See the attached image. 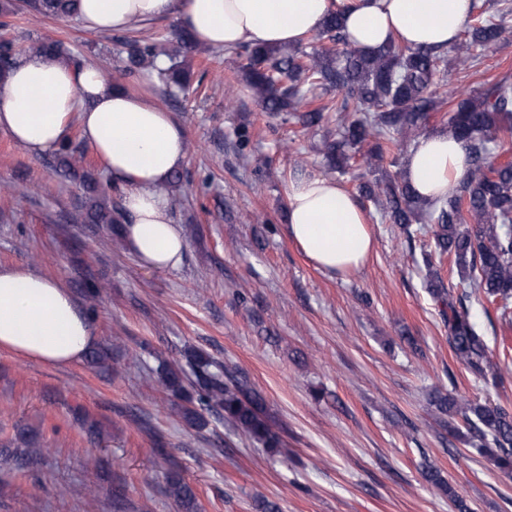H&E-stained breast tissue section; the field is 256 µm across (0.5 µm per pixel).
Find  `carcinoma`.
Listing matches in <instances>:
<instances>
[{"instance_id":"carcinoma-1","label":"carcinoma","mask_w":512,"mask_h":512,"mask_svg":"<svg viewBox=\"0 0 512 512\" xmlns=\"http://www.w3.org/2000/svg\"><path fill=\"white\" fill-rule=\"evenodd\" d=\"M77 0H6L0 13L15 7L44 17H76ZM512 29V4L502 0L494 12L476 3L455 42V60L464 69L477 61L475 49H488ZM319 35L330 45L308 52L300 46L234 49V72L241 74L245 87L268 112H294L305 131L324 127L329 113H342L336 130L323 134L324 155L331 168L345 171L352 156L360 153L370 168L380 166L385 153L424 134L443 106L442 128L460 141L467 152L468 168L448 196L427 200L419 196L401 172L385 173L360 186L362 197L372 203L393 224L402 226L407 236L427 230L434 248L422 254L427 287L441 306L448 325V341L456 359L471 373L484 377L499 374L487 356L481 330L472 319L466 301L474 294L497 305L502 319L512 315V160L493 162L490 153L498 135H512V78L505 75L484 82L475 93L448 96L439 75L448 71V59L441 51L410 48L391 40L366 52L355 45L342 18L329 11L319 27ZM198 43L184 31L175 44L166 48L156 40L131 39L126 43V64L112 69V59L100 61L103 73L119 82L125 75L145 68L158 78L190 89L184 75ZM44 55L82 64L62 40L36 41L19 50L8 39H0V86L21 56ZM318 90H334L336 96L325 104L303 112L298 107L315 98ZM60 166L80 176L86 189L84 220L91 224H115L118 210L112 195L100 187L98 179L82 166L68 141L58 146ZM473 221L470 228L464 227ZM453 261L458 281L446 287L441 276ZM187 362L196 378L197 398L188 400L194 408H182L190 424L214 414L229 428L260 444L272 455L288 456L282 431L264 398L238 372L218 364L205 354L192 351ZM162 386L175 396L184 393L183 371L165 368ZM433 405L448 417V433L462 437L472 447L487 454L494 464L512 470V411L499 404L479 403L451 392H438ZM462 419L461 432L456 419ZM13 449L16 458L26 461L35 447V435L22 430ZM169 495L185 512H198L195 493L180 475H167Z\"/></svg>"}]
</instances>
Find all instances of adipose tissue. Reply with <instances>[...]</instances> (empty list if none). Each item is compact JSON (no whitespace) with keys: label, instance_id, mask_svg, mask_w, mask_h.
<instances>
[{"label":"adipose tissue","instance_id":"ef3b65f1","mask_svg":"<svg viewBox=\"0 0 512 512\" xmlns=\"http://www.w3.org/2000/svg\"><path fill=\"white\" fill-rule=\"evenodd\" d=\"M472 7V0H79L78 9L84 28L97 33L172 16L200 42L233 49L294 44L333 8L363 49L395 38L439 50L455 43ZM0 129L34 154L79 131L124 190L123 206L133 216L122 229L128 250L150 269L180 265L186 242L172 222L166 185L187 157V138L169 112L116 88L93 64L31 56L0 87ZM467 167L463 145L440 131L413 141L404 159L408 181L426 198L448 194ZM287 203L288 235L318 269L344 274L364 264L372 249L364 211L339 182L294 179ZM97 342L94 326L60 282L0 265V350L65 366Z\"/></svg>","mask_w":512,"mask_h":512}]
</instances>
